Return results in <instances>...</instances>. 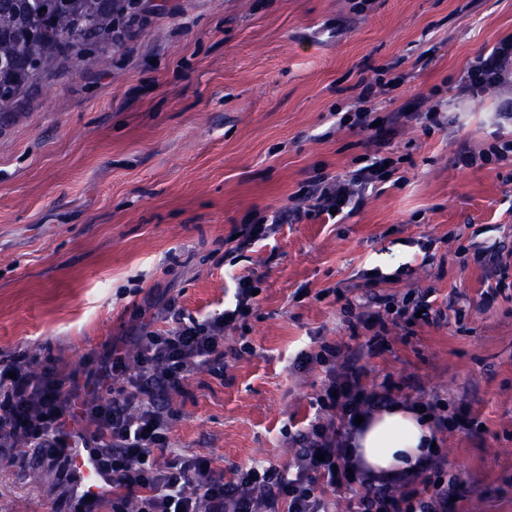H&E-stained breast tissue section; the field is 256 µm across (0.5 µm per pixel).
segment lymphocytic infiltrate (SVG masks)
Here are the masks:
<instances>
[{"label": "lymphocytic infiltrate", "instance_id": "f902f5d3", "mask_svg": "<svg viewBox=\"0 0 512 512\" xmlns=\"http://www.w3.org/2000/svg\"><path fill=\"white\" fill-rule=\"evenodd\" d=\"M398 86V79L361 83L355 102L338 119L340 126L367 134L378 151L346 178L317 176L304 194L307 209L281 210L255 222L233 225L232 249L242 252L275 234L288 220L316 219L329 212L343 213L358 205L365 190L385 184L393 174L381 154L388 136L411 123L426 120L441 126L439 111L425 114L399 110L375 118L370 103L377 88ZM512 86V41L504 40L479 58L458 86L465 97L490 88ZM258 281L237 279L232 303L224 310L199 318L176 300H169L153 321L132 333L137 357L106 344L85 377L54 369H36L20 353L0 361V453L27 445L47 450L50 459L71 463L80 449H88L108 477L109 489L94 502L67 490L73 512H335L337 499L348 512H452V498L463 489L448 472V461L433 454L410 473L394 477L369 470L348 454L359 428L357 417L368 418L394 404L390 380L373 388L364 384L365 369L357 358L340 357L335 346L321 344L303 352L300 362L324 367L325 377L316 399L320 413L298 431L288 465L283 468H215L210 459L182 454L171 438L170 400L197 373L223 376L238 350H225L224 332L245 319L258 302ZM374 310L359 313L361 322L384 326L385 314L415 324L442 318L429 294L410 291L402 300L374 294ZM168 456L159 465V456Z\"/></svg>", "mask_w": 512, "mask_h": 512}]
</instances>
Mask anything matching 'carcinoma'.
<instances>
[{"label":"carcinoma","instance_id":"obj_1","mask_svg":"<svg viewBox=\"0 0 512 512\" xmlns=\"http://www.w3.org/2000/svg\"><path fill=\"white\" fill-rule=\"evenodd\" d=\"M128 0H0V111L17 105L58 62L112 40ZM77 30L78 41L61 34Z\"/></svg>","mask_w":512,"mask_h":512}]
</instances>
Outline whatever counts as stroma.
Instances as JSON below:
<instances>
[{"mask_svg":"<svg viewBox=\"0 0 512 512\" xmlns=\"http://www.w3.org/2000/svg\"><path fill=\"white\" fill-rule=\"evenodd\" d=\"M509 37L512 0H150L141 23L0 112V360L81 372L167 299L205 316L237 277H261L258 307L224 333L240 356L172 395L171 436L219 468L284 466L285 434L314 419L324 377L297 355L367 345L374 331L346 301L427 292L444 319L388 321L365 383L469 409L480 436L457 426L440 444L465 490L456 512H512V293L481 308L499 274L474 260L512 247V160L456 161L512 135L496 90L456 99L463 73ZM386 66L402 85L379 90L378 115L435 107L443 127L399 129L384 150L398 182L350 216L282 225L227 266L232 225L362 166L371 146L334 112ZM373 268L375 287L361 276ZM73 478L41 449L2 454L0 512H70Z\"/></svg>","mask_w":512,"mask_h":512,"instance_id":"1","label":"stroma"}]
</instances>
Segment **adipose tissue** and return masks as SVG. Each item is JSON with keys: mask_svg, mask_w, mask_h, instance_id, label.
Returning a JSON list of instances; mask_svg holds the SVG:
<instances>
[{"mask_svg": "<svg viewBox=\"0 0 512 512\" xmlns=\"http://www.w3.org/2000/svg\"><path fill=\"white\" fill-rule=\"evenodd\" d=\"M433 428L417 408L396 403L379 409L356 436L352 453L374 472L411 469L431 450Z\"/></svg>", "mask_w": 512, "mask_h": 512, "instance_id": "adipose-tissue-1", "label": "adipose tissue"}]
</instances>
